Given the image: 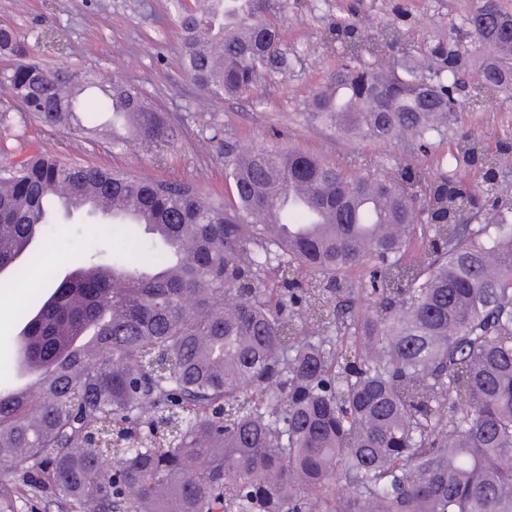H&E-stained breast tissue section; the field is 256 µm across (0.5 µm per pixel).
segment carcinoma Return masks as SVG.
Listing matches in <instances>:
<instances>
[{"instance_id":"obj_1","label":"carcinoma","mask_w":512,"mask_h":512,"mask_svg":"<svg viewBox=\"0 0 512 512\" xmlns=\"http://www.w3.org/2000/svg\"><path fill=\"white\" fill-rule=\"evenodd\" d=\"M190 79L213 98L249 93L292 64L286 0H169ZM491 51L475 94H512V14L473 5L463 20ZM345 43L311 118L355 140L442 137L470 93L450 30L417 68L404 30ZM0 91L51 128L112 113V147L161 157L179 127L128 83L22 62L0 28ZM366 55L382 60L362 62ZM100 92L83 108L85 90ZM230 203L191 182L78 163L45 147L0 164V274L25 284L33 242L71 212L133 206L148 235L102 252L20 313L37 384L0 391V468H39L72 512H512V213L454 174L409 165L361 175L349 164L222 140ZM461 130L455 167L497 178L501 155ZM428 243L426 260L408 255ZM371 265L372 303L343 287ZM112 460V467L106 460Z\"/></svg>"}]
</instances>
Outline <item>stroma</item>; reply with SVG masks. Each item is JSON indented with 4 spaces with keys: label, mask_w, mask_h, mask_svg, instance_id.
<instances>
[{
    "label": "stroma",
    "mask_w": 512,
    "mask_h": 512,
    "mask_svg": "<svg viewBox=\"0 0 512 512\" xmlns=\"http://www.w3.org/2000/svg\"><path fill=\"white\" fill-rule=\"evenodd\" d=\"M471 0H288L280 19L282 46L292 58L291 68L261 80L251 94L240 99H213L198 89L180 61L179 40L168 12V0H0V27L14 29L33 58L53 68H81L116 83L140 86L154 106L168 112L182 129L176 149L155 161L138 147L113 150L110 136L79 129L63 132L25 118L20 103L0 95V110L9 111L23 138L0 128L14 160L38 148L69 146V156L85 165L122 169L137 176L193 182L207 197L227 200L224 157L205 139L220 128L223 139L242 147L272 150L298 149L330 161L353 158L354 172L362 160L374 168L391 171L395 164L434 169L447 152L455 133L469 129L486 147L512 142V97L484 95L480 103H462L448 125L442 142L420 148L410 134L382 144L349 141L333 131L311 124L307 104L343 60L341 45L324 38L337 19H359L366 34L396 23L406 33L409 61L422 57L426 42L461 26ZM54 28L66 46L64 56H51L35 47L37 32ZM135 234L112 223L79 212L40 246L41 260L28 270L24 285L0 276V385L16 381L14 339L22 328L19 314L48 287L47 271L66 274L97 251L124 255L137 250ZM35 469L28 463L0 475V493L24 488L15 500V512H59L48 488L33 485Z\"/></svg>",
    "instance_id": "35a3bbf8"
}]
</instances>
